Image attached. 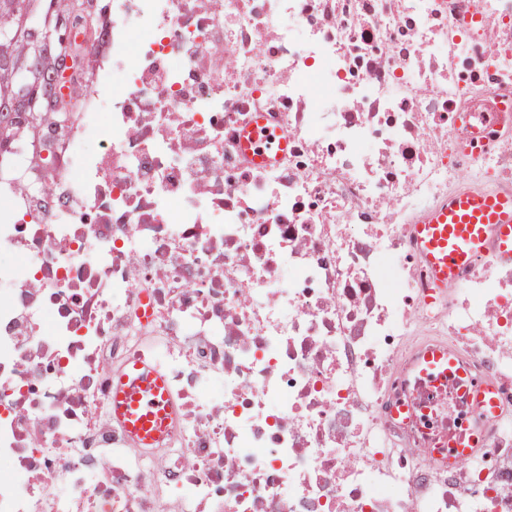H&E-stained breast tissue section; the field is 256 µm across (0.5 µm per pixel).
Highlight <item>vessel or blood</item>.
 <instances>
[{
  "label": "vessel or blood",
  "instance_id": "vessel-or-blood-1",
  "mask_svg": "<svg viewBox=\"0 0 512 512\" xmlns=\"http://www.w3.org/2000/svg\"><path fill=\"white\" fill-rule=\"evenodd\" d=\"M415 236L422 261L442 285L479 258L487 240L496 242L502 259L512 260V193L449 197L421 216ZM454 366L447 351H427L418 362L419 379L427 388L438 389L447 383ZM111 412L137 443L152 446L164 435L173 414L162 375L144 362L126 367L112 384ZM448 445L454 450L448 465L462 464L475 438L459 432Z\"/></svg>",
  "mask_w": 512,
  "mask_h": 512
}]
</instances>
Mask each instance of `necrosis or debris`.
Returning <instances> with one entry per match:
<instances>
[{
	"mask_svg": "<svg viewBox=\"0 0 512 512\" xmlns=\"http://www.w3.org/2000/svg\"><path fill=\"white\" fill-rule=\"evenodd\" d=\"M84 11L65 121L0 155V512H512V265L440 288L414 234L512 191V0ZM430 348L464 384L429 400ZM137 360L151 448L110 412ZM111 412L137 443L151 447L164 435L173 414L163 376L144 362L126 367L113 381ZM475 437L466 432H459L448 438V448H454L453 455L448 458L442 456L436 457V463L448 464L453 466L456 464H463L469 457L470 449L475 447Z\"/></svg>",
	"mask_w": 512,
	"mask_h": 512,
	"instance_id": "obj_1",
	"label": "necrosis or debris"
}]
</instances>
